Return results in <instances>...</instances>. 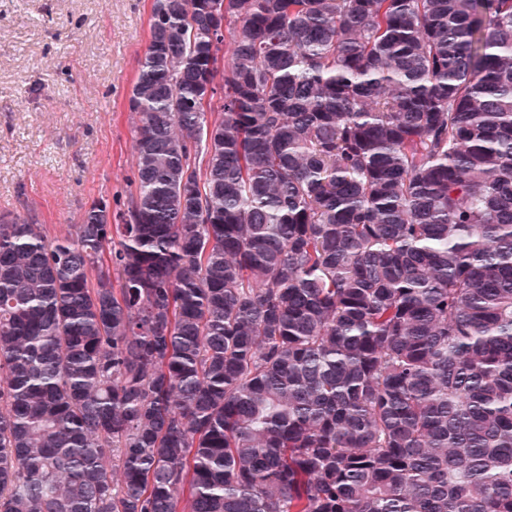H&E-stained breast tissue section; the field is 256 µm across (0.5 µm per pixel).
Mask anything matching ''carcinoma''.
<instances>
[{"mask_svg": "<svg viewBox=\"0 0 512 512\" xmlns=\"http://www.w3.org/2000/svg\"><path fill=\"white\" fill-rule=\"evenodd\" d=\"M223 2L0 224V512H512V0Z\"/></svg>", "mask_w": 512, "mask_h": 512, "instance_id": "cac0c4a2", "label": "carcinoma"}]
</instances>
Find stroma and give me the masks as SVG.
I'll return each instance as SVG.
<instances>
[{
  "instance_id": "stroma-1",
  "label": "stroma",
  "mask_w": 512,
  "mask_h": 512,
  "mask_svg": "<svg viewBox=\"0 0 512 512\" xmlns=\"http://www.w3.org/2000/svg\"><path fill=\"white\" fill-rule=\"evenodd\" d=\"M154 0H0V224L63 236L134 171L128 99Z\"/></svg>"
}]
</instances>
